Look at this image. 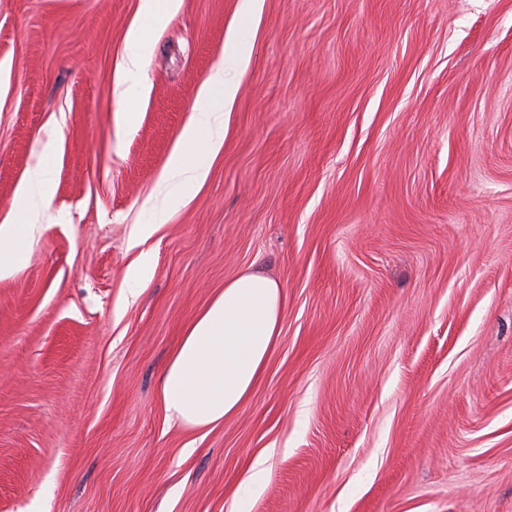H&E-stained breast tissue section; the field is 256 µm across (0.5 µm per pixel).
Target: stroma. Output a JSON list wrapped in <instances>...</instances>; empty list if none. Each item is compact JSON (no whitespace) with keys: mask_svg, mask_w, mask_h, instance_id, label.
Instances as JSON below:
<instances>
[{"mask_svg":"<svg viewBox=\"0 0 512 512\" xmlns=\"http://www.w3.org/2000/svg\"><path fill=\"white\" fill-rule=\"evenodd\" d=\"M244 2L149 28L123 127L139 0H0V220L51 185L0 280V512H512V0ZM231 34L224 144L136 243ZM246 269L287 296L265 375L168 427L170 354Z\"/></svg>","mask_w":512,"mask_h":512,"instance_id":"obj_1","label":"stroma"}]
</instances>
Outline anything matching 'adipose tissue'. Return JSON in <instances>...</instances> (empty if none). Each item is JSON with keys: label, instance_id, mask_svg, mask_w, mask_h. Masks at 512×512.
Returning a JSON list of instances; mask_svg holds the SVG:
<instances>
[{"label": "adipose tissue", "instance_id": "ef3b65f1", "mask_svg": "<svg viewBox=\"0 0 512 512\" xmlns=\"http://www.w3.org/2000/svg\"><path fill=\"white\" fill-rule=\"evenodd\" d=\"M181 0H140V23L126 35L122 79L140 82V66L154 49L146 24L164 25ZM236 96L234 76L217 68L202 88L200 106L182 129L161 185L163 205L155 221L140 225L146 241L168 211L179 208L205 180V160L224 143L228 114ZM48 171H32L18 190L14 214L0 222V279L15 274L35 230L41 205L48 199ZM286 295L278 282L246 270L228 279L188 323L161 376L159 398L167 425L212 429L238 415L262 378L281 336Z\"/></svg>", "mask_w": 512, "mask_h": 512}]
</instances>
